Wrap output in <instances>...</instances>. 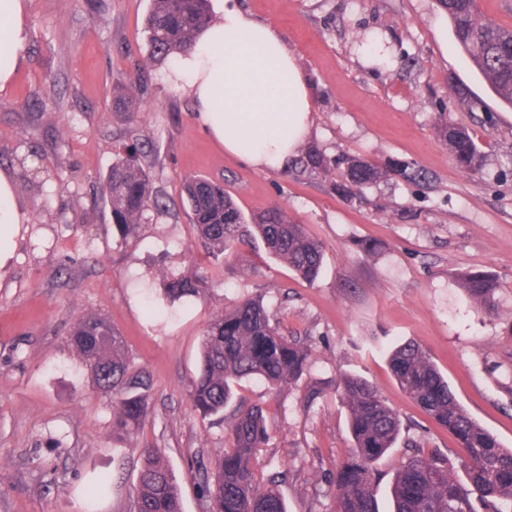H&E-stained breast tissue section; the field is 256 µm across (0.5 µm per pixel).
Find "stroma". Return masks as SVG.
I'll list each match as a JSON object with an SVG mask.
<instances>
[{
  "instance_id": "35a3bbf8",
  "label": "stroma",
  "mask_w": 512,
  "mask_h": 512,
  "mask_svg": "<svg viewBox=\"0 0 512 512\" xmlns=\"http://www.w3.org/2000/svg\"><path fill=\"white\" fill-rule=\"evenodd\" d=\"M276 26L313 81V144L329 157L387 165L406 161L423 179L393 176L350 204L333 169L307 179L297 165L260 171L205 133L190 100L167 81L169 64L146 61L149 0H26L25 61L0 94V167L14 170L23 220L14 257L0 272V512H131L140 450L159 448L182 491L183 512H210L198 468L224 454V428L201 420L188 389L209 321L265 295L281 333L307 341L311 364L280 390L246 382L240 397L264 407L269 440L257 473L275 479L288 512H335L337 468L351 453L346 410L334 389L346 374L368 380L395 407L402 434L379 466L380 512H390L393 473L406 445L457 456L452 435L398 388L387 354L405 341L429 349L467 412L512 448V107L457 45L437 0H237ZM145 65L150 93L140 128L158 160L154 182L173 202L148 212L138 236L119 243L99 181L131 128L113 111L114 88ZM482 107L470 112L450 81ZM474 131L479 173L461 169L439 141V115ZM37 148L38 169L20 168V141ZM222 183L244 214L280 206L324 246L312 283L270 257L261 241L235 260L198 242L178 201L181 180ZM214 279L203 297L167 306L162 274L192 269ZM488 274L492 314L458 285ZM106 314L151 381L149 417L125 441L112 438V403L96 392L68 343L80 317ZM324 398L306 405L308 384ZM111 484L97 502L88 491Z\"/></svg>"
}]
</instances>
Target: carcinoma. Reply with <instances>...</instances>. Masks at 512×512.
I'll return each instance as SVG.
<instances>
[{"instance_id":"cac0c4a2","label":"carcinoma","mask_w":512,"mask_h":512,"mask_svg":"<svg viewBox=\"0 0 512 512\" xmlns=\"http://www.w3.org/2000/svg\"><path fill=\"white\" fill-rule=\"evenodd\" d=\"M438 3L448 15L458 46L499 99L512 106V30L482 18L477 0ZM212 21L209 0H151L144 23L147 59L163 63L190 52L197 34ZM452 89L463 107L471 112L477 108L467 86L454 84ZM146 92L140 83L114 91L112 110L125 112L132 123H139L135 109ZM437 133L460 168L472 173L481 170L483 154L469 129L440 117ZM140 141L138 128L131 129L129 143L117 153L99 187L110 204L112 232L125 242L136 237L148 212L168 211L151 165L139 160ZM300 166L310 177L342 168L341 181L334 188L351 202L361 201L364 189L391 175L410 183L421 178L418 170L405 163L382 167L362 158L332 159L314 146L304 150ZM182 194L197 239L214 258L238 256L248 223L268 254L299 279L311 283L320 276L322 243L282 207L256 211L247 218L223 185L201 176L184 177ZM162 285L164 297L175 302L200 296L212 281L196 269L165 275ZM460 285L480 310L492 312L497 288L492 276L466 274ZM69 345L83 361L94 388L112 401V437L139 432L150 410L148 380L134 370L125 341L110 319L90 313L76 320L69 331ZM310 357L307 344L283 335L272 323L263 296L249 297L216 314L207 325L189 389L192 407L201 420L222 422L241 382L259 378L273 388L295 384ZM388 364L402 393L465 450L460 463L464 478L460 479L450 458L427 455L415 447L394 476L393 512H512V448L503 447L468 414L423 346L407 341L394 347ZM339 396L347 410L352 453L336 470L335 512H379L378 464L395 448L402 420L358 375L342 378ZM268 439L263 409L238 403L227 421L224 456L214 475L206 474L200 482L203 496L213 500L217 512H287L275 482H263L256 475V454ZM141 457L133 512H182L180 486L163 454L143 448Z\"/></svg>"}]
</instances>
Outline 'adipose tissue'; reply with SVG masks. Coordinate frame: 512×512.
<instances>
[{
	"instance_id": "1",
	"label": "adipose tissue",
	"mask_w": 512,
	"mask_h": 512,
	"mask_svg": "<svg viewBox=\"0 0 512 512\" xmlns=\"http://www.w3.org/2000/svg\"><path fill=\"white\" fill-rule=\"evenodd\" d=\"M27 42L25 0H0V93L19 69ZM167 79L192 101L204 131L255 168H286L311 136L314 106L306 72L273 25L237 6L215 11ZM245 139L252 150L242 149ZM20 221L13 176L0 170V269L13 257Z\"/></svg>"
}]
</instances>
